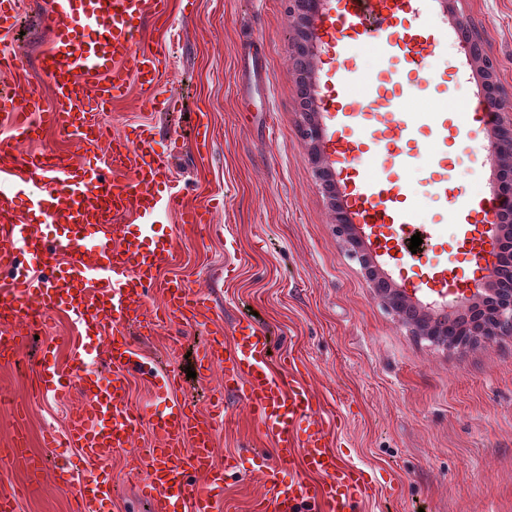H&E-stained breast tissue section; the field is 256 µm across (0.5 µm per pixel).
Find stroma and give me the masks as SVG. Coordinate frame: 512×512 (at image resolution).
<instances>
[{"mask_svg": "<svg viewBox=\"0 0 512 512\" xmlns=\"http://www.w3.org/2000/svg\"><path fill=\"white\" fill-rule=\"evenodd\" d=\"M49 0H19L15 25L0 32V53L15 56L19 71L0 70V89L16 83L50 100L52 84L39 68L51 46L43 17ZM463 15L496 59L508 107L512 108V0H427L421 24L437 42L433 53L408 78L402 96L413 124L414 157L397 167L411 217L396 234L399 259L379 257L382 275L412 303L431 304L438 290L423 276L426 263L462 261V224L455 220L463 199L493 192L488 130L472 121L481 101L480 78L456 30ZM145 36L163 51L160 88L174 96L172 112L153 111L138 89L105 107L109 131L134 135L152 127L170 154V185L196 206L218 198L210 214L223 225V239L200 229L179 228V217L158 212L141 218L147 231L177 228L173 260L160 274L183 277L217 305L214 321L231 325L241 314H257L273 333V356L294 354L325 416L343 462L374 472L387 485L366 512H512V336L466 349L433 345L414 335L389 312L360 264L333 231L329 196L314 173L301 137V97L293 70L294 20L288 0H170L167 13L150 19ZM321 20L309 40L311 93L352 70L351 99L371 102L391 94L386 66L367 43L352 44L344 65L328 59ZM447 178L440 195L431 173ZM421 245L410 250V239ZM237 268L230 281L219 268ZM210 325L175 337L172 328L136 343L155 361L181 373L178 398L197 413L210 409L204 382L186 377ZM19 362L0 366V490L26 488L19 512H73L69 489L55 481L56 457L38 483L12 457L17 436L31 453L47 455L48 431L65 435L79 405L78 388L39 395L34 364L42 343H53L67 360L76 325L51 316L39 333L19 331ZM215 462L239 449L270 455L272 444L241 401L224 400V420L215 426ZM75 479L112 473V499L102 512H150L139 487L144 471L133 469L124 451L98 465L78 449L64 451ZM261 488L250 459L224 486L232 512H252Z\"/></svg>", "mask_w": 512, "mask_h": 512, "instance_id": "stroma-1", "label": "stroma"}]
</instances>
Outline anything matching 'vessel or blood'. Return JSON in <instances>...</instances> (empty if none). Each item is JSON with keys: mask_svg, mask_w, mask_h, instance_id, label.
<instances>
[{"mask_svg": "<svg viewBox=\"0 0 512 512\" xmlns=\"http://www.w3.org/2000/svg\"><path fill=\"white\" fill-rule=\"evenodd\" d=\"M421 0H336L328 20L335 39L358 40L366 19H374L379 35L375 51L387 55L392 42L402 45L403 61L414 67L429 56L433 43L420 34ZM168 0H52L46 16L52 45L40 60L53 86L51 104L36 94L23 103L0 97V171L26 176L38 186L35 198L0 188V364L15 362L18 326L39 323L45 313L74 317L77 339L68 362H60L56 346L47 343L34 372L42 393H59L73 383L72 373L85 365L91 339L106 345L109 375L82 382V406L67 431V446L87 461L135 443L143 420L128 400L132 378L164 393L165 407L151 421L153 438L144 451L146 478L141 488L151 512H216L223 500L224 481L238 473L239 456L227 457L213 471L215 425L224 413L226 395L237 396L257 420L273 448L271 458L255 459L252 468L265 489L254 512H362L379 484L368 471L346 464L334 441L330 420L320 412L315 395L301 376L293 356L271 360L268 329L250 319L231 326V340L212 338L198 356L202 380L221 370L223 393L202 417L179 400L178 374L147 358L128 336L155 332L160 321L192 325L208 319L207 295L190 289L177 275L159 278L171 257L174 234L146 238L135 225L144 215L162 210L177 213L181 223L218 232L210 223L209 206L185 207L169 187V164L155 149L151 130L134 140L114 139L108 173L97 164L71 163L60 154L17 150L20 140L39 141L45 129L76 135L96 145L106 133L100 114L122 99L131 86L149 93L158 110L172 100L159 88L162 52L143 38L149 18L162 15ZM324 107L347 112L349 121L331 142L336 160L346 171V206L353 223L382 231L402 223L394 205L402 189L388 179L380 192L366 190L359 175L375 154L385 161L405 157L411 128L395 118L384 121L380 135L362 137L356 130L370 124L368 113L354 112L344 82L328 89ZM130 223H120V216ZM467 265L488 262L481 237L462 243ZM40 259L47 272L35 274L25 257ZM166 297L164 310L151 304L150 293ZM208 474L207 482L196 479ZM54 476L70 486L78 512H100L111 496V478L101 471L84 481L69 468Z\"/></svg>", "mask_w": 512, "mask_h": 512, "instance_id": "b4317fda", "label": "vessel or blood"}]
</instances>
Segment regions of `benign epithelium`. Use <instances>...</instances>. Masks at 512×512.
Segmentation results:
<instances>
[{"label":"benign epithelium","mask_w":512,"mask_h":512,"mask_svg":"<svg viewBox=\"0 0 512 512\" xmlns=\"http://www.w3.org/2000/svg\"><path fill=\"white\" fill-rule=\"evenodd\" d=\"M299 21L300 35H306L305 27L319 15L324 0H290ZM457 27L463 32V41L473 58L482 80V103L490 114L491 134L488 151L494 165V193L498 200L493 228L496 249L493 253L492 275L483 288L470 297L439 305L433 316L427 318L414 311L408 314L413 330L421 336L436 341L448 339V328H454L453 341L465 345L472 336L492 341L498 336L512 335V113L504 111V90L494 61L484 53L480 42L468 31L467 20L457 19ZM302 136L309 147L318 179L329 180L331 171L320 164L319 147L324 139L323 128L311 121L302 127ZM336 236L345 250L361 266L372 274L370 256L363 253V240L351 224L346 207L337 199L331 200ZM379 293L393 312L406 310L405 296L398 290L385 286Z\"/></svg>","instance_id":"1"}]
</instances>
